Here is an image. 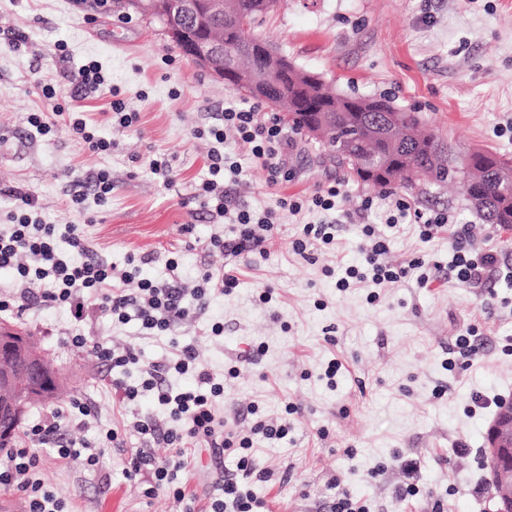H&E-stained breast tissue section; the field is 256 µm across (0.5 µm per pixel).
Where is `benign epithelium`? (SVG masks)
<instances>
[{
    "label": "benign epithelium",
    "mask_w": 512,
    "mask_h": 512,
    "mask_svg": "<svg viewBox=\"0 0 512 512\" xmlns=\"http://www.w3.org/2000/svg\"><path fill=\"white\" fill-rule=\"evenodd\" d=\"M129 5L156 15L172 40L191 39L186 58L226 86L243 93H273L258 77L225 62L224 44L208 37L211 21L224 17V0H129ZM3 347L9 356L0 355L1 440L21 425L26 411V404L9 395L17 375L23 371L37 379L50 371L43 358L30 351L27 337L0 329ZM482 461L491 490L487 512H512V399L501 402L487 425Z\"/></svg>",
    "instance_id": "benign-epithelium-1"
}]
</instances>
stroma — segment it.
<instances>
[{
  "instance_id": "stroma-1",
  "label": "stroma",
  "mask_w": 512,
  "mask_h": 512,
  "mask_svg": "<svg viewBox=\"0 0 512 512\" xmlns=\"http://www.w3.org/2000/svg\"><path fill=\"white\" fill-rule=\"evenodd\" d=\"M257 32L299 65L320 73L338 91L361 96L387 94L397 105L418 112L432 132L457 149H488L512 156V0H278ZM25 45L12 48L14 34ZM66 44L60 58L57 44ZM98 60L129 111V128L116 129L105 113L109 96L88 98L84 110L99 136L111 140L110 153L84 151L65 128L42 136L29 126L31 112L51 105L35 87L50 79L70 96L69 75L84 60ZM233 92L195 66L164 35L159 24L133 16L119 21L117 10H96L93 0H0V187L29 190L50 221L83 224L98 253L118 268L146 253L137 279L162 282L166 261L177 256L185 288L199 271L220 269L228 259L206 250L213 235L232 238L233 227L212 218L192 202L196 184L207 177L208 139L194 135L214 124ZM165 157L170 185L148 169ZM232 192L239 206L262 210L281 196L307 195L332 180L343 184L336 243L314 246L309 256L294 252L299 227L284 218L265 258L237 261L238 285L210 299L196 319L174 325L169 335L145 334L139 320L125 324L107 316L84 322L87 335L135 347L144 361L169 354L170 338L195 346L201 363L214 374L238 366L227 379L225 414L240 411L239 429L249 433L253 418L245 409L257 403L279 422L286 402L301 412L282 440L255 437L256 460L272 472L248 487L263 512H327L337 491L366 504L370 512H428V498L442 500L446 512H485L484 471L479 452L493 409L471 397L512 396V226L483 223L456 192L430 187L427 196L405 192L412 208L447 210L458 219L456 232L421 242L414 225L385 227L387 262L407 268L399 282L380 289L368 302L369 284L338 290L336 278L365 262L364 222L383 225L388 201L377 200L368 218L357 209L370 187L324 161L314 144L294 136L288 152L292 177L270 187L260 166L243 161ZM105 169L112 196L86 211L66 209L70 184ZM467 249L497 253L500 275L479 288L459 284L451 270L455 234ZM273 300H259L263 289ZM36 349L59 370L65 390L58 398L32 405L28 417L87 402L85 425H68L67 437L99 443L109 429L125 431V444L106 449L97 466L65 463L40 447V476L67 512H176L171 495L145 498L140 480L123 476L138 440L137 419H164L152 393L135 401L113 402L99 380L107 363L90 348L65 344L73 319L67 309L37 307L22 318ZM223 335L211 336L213 323ZM474 331L481 348L466 357L455 352L457 336ZM258 349L253 363L240 362ZM452 368H445V360ZM341 368L335 386L322 374L329 361ZM327 438H320L319 430ZM469 451L460 456L457 443ZM193 463L177 483L204 512L222 470H235L229 454L216 469L212 451L193 449ZM420 461L421 498L400 502L405 479L397 456Z\"/></svg>"
}]
</instances>
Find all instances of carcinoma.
Listing matches in <instances>:
<instances>
[{
    "label": "carcinoma",
    "instance_id": "cac0c4a2",
    "mask_svg": "<svg viewBox=\"0 0 512 512\" xmlns=\"http://www.w3.org/2000/svg\"><path fill=\"white\" fill-rule=\"evenodd\" d=\"M269 6L264 0H224V19L216 24L217 35L224 36V52L235 58L239 67L258 75L275 70L266 52L265 39L254 32L259 17ZM277 73L280 111L288 125L301 133L309 128L311 113L326 119L333 136L319 144L336 164L350 169L360 182L386 189L397 183L406 190L424 194L428 186L453 182L464 187L469 172L455 170L453 150L443 153L444 144L420 132L421 117L407 112L386 97L340 93L322 76L299 66L288 55L282 56ZM394 112L402 130L399 145L384 140L376 122ZM512 158L492 151L478 150L471 156V167L484 172L479 195L461 191L464 201L476 202L477 212L488 224H512V193L489 171L509 165Z\"/></svg>",
    "mask_w": 512,
    "mask_h": 512
}]
</instances>
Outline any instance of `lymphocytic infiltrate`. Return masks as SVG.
I'll return each mask as SVG.
<instances>
[{"mask_svg": "<svg viewBox=\"0 0 512 512\" xmlns=\"http://www.w3.org/2000/svg\"><path fill=\"white\" fill-rule=\"evenodd\" d=\"M43 98L53 101L48 112L29 113V125L41 134L53 133L57 125H65L73 140L93 154H106L112 149L111 141L98 136L83 113L67 103L56 100L57 92L51 80L37 83ZM206 137L214 146L208 153L209 176L197 185L193 198L210 214L230 219L236 226L234 238L211 237L206 247L237 258L249 254H265L267 232L273 231L278 211L297 216L304 212H329L336 210L342 194L341 184L333 180L309 196L279 198L276 208L256 213L236 207L226 190L225 172L241 174L242 169L233 162L223 147L234 141L239 150L252 161L260 163L267 174L269 186L288 182V148L290 142L280 118L273 113L260 112L258 104L234 99L224 104V113L218 124L209 126ZM0 196L8 197L14 204L8 230H0V270H14L11 289L0 292V315L20 316L36 306H70L75 325L68 334L72 346L93 347L101 359L111 367L124 368L140 365L133 347L115 349L106 343L93 340L83 331L81 324L88 312L95 311L119 323L138 319L146 333H163L181 321L202 313L211 296L224 295L236 288L238 278L233 269L214 273L203 271L194 290H187L177 277H170L157 285L149 280L137 282L136 291H128L126 284L134 280L131 273L115 274L112 265L95 253L83 225L67 227L69 251L61 255L56 251V224L41 219L36 197L19 187L0 189ZM411 221L419 227L422 241H430L438 231L450 224L448 212L424 213L412 210L403 198H394L387 218L396 225ZM366 269L354 266L345 268L338 280L340 289L366 281L376 285L395 283L407 274L405 268L384 262L388 244L375 228H363ZM451 268L459 282L466 285L482 283L491 272L497 271V254L488 250L472 254L463 243H455ZM141 387H134L124 379L112 377L107 381L110 393L119 402L134 400L139 390L154 392L157 402L167 412L165 420L151 418L139 420L136 425L140 444L132 456L125 476L134 479L149 476L146 495L170 487L176 501L182 502L186 494L173 483V473L185 467L194 448H212L216 453H237V470L225 474L219 483V497L213 498L208 512H254L255 500L245 492L244 480L265 479L269 472L257 466L253 457V443L237 429L234 418L224 416L218 408L224 398V384L200 362L193 346H174L170 356L159 362L140 365ZM191 376L195 384L187 389L171 385V375ZM69 412L55 409L33 422L25 433L27 446L7 452L0 463V488L18 493L26 502V512H65L64 504L45 488L37 478L40 459L32 452V445H46L55 449L60 460L83 461L95 465L101 448L120 444L118 430L106 433L101 446L66 438L62 426L67 423Z\"/></svg>", "mask_w": 512, "mask_h": 512, "instance_id": "1", "label": "lymphocytic infiltrate"}]
</instances>
